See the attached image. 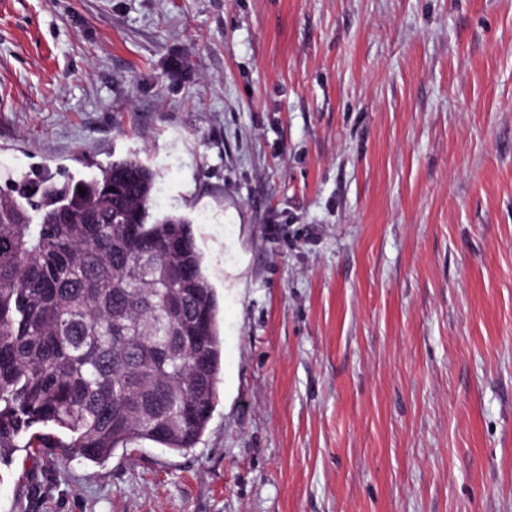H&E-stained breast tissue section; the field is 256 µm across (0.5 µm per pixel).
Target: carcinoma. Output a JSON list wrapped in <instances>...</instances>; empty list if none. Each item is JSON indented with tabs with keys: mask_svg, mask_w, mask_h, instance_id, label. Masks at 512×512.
Returning a JSON list of instances; mask_svg holds the SVG:
<instances>
[{
	"mask_svg": "<svg viewBox=\"0 0 512 512\" xmlns=\"http://www.w3.org/2000/svg\"><path fill=\"white\" fill-rule=\"evenodd\" d=\"M155 181L130 157L0 192V464L19 448L101 461L202 436L219 306L192 221L152 211Z\"/></svg>",
	"mask_w": 512,
	"mask_h": 512,
	"instance_id": "obj_1",
	"label": "carcinoma"
}]
</instances>
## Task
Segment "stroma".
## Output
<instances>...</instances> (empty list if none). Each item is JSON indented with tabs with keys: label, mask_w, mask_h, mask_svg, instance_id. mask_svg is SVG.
<instances>
[{
	"label": "stroma",
	"mask_w": 512,
	"mask_h": 512,
	"mask_svg": "<svg viewBox=\"0 0 512 512\" xmlns=\"http://www.w3.org/2000/svg\"><path fill=\"white\" fill-rule=\"evenodd\" d=\"M127 157L193 221L217 403L18 449L0 512H512V0H0V190Z\"/></svg>",
	"instance_id": "1"
}]
</instances>
